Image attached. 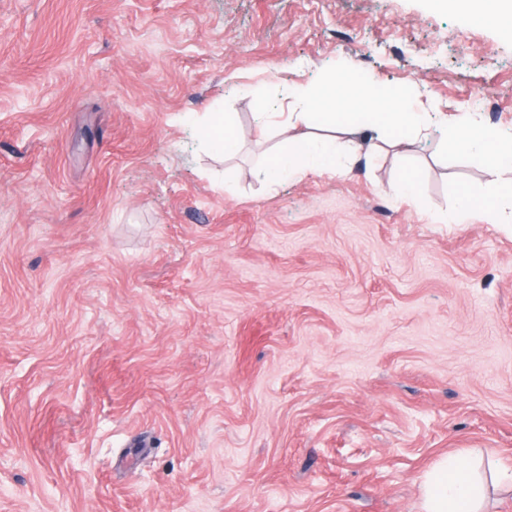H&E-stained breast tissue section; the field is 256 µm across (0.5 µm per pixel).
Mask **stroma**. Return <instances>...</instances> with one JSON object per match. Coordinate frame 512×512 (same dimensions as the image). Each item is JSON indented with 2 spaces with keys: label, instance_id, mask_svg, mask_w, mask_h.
Here are the masks:
<instances>
[{
  "label": "stroma",
  "instance_id": "35a3bbf8",
  "mask_svg": "<svg viewBox=\"0 0 512 512\" xmlns=\"http://www.w3.org/2000/svg\"><path fill=\"white\" fill-rule=\"evenodd\" d=\"M330 69L512 132V35L429 0H0V512H421L441 454L512 465V228L431 219L489 167L435 126L257 174ZM232 114L220 111L204 112L197 120L201 146L224 160L234 159L242 149ZM418 182V171L414 168L406 167L401 171L392 189L397 198L415 200Z\"/></svg>",
  "mask_w": 512,
  "mask_h": 512
}]
</instances>
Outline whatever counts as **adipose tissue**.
I'll use <instances>...</instances> for the list:
<instances>
[{
	"mask_svg": "<svg viewBox=\"0 0 512 512\" xmlns=\"http://www.w3.org/2000/svg\"><path fill=\"white\" fill-rule=\"evenodd\" d=\"M436 8L489 22L512 21V0H436ZM294 111L279 115L283 137L266 153L260 166L269 187L310 174H344L338 140L344 134L390 132L394 145L421 135L430 122L428 111L414 109L408 94L395 86H379L354 75L337 80L333 97L320 98L317 83L299 84L290 93ZM312 126L309 134H295L297 123ZM201 146L230 160L242 149L236 121L229 112H206L197 121ZM455 150L467 157L488 158L506 179L492 182L481 193L461 190L455 221L479 214L491 224H512V137L471 120H458L450 130ZM422 512H484L486 480L478 467L453 456L442 457L420 484Z\"/></svg>",
	"mask_w": 512,
	"mask_h": 512,
	"instance_id": "obj_1",
	"label": "adipose tissue"
}]
</instances>
